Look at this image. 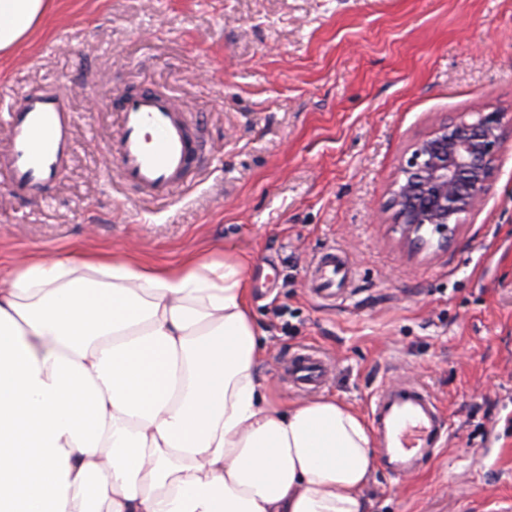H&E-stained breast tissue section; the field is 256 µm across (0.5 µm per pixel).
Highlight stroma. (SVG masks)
<instances>
[{
	"instance_id": "35a3bbf8",
	"label": "stroma",
	"mask_w": 512,
	"mask_h": 512,
	"mask_svg": "<svg viewBox=\"0 0 512 512\" xmlns=\"http://www.w3.org/2000/svg\"><path fill=\"white\" fill-rule=\"evenodd\" d=\"M142 86L199 114L213 145L163 203L135 199L101 150L114 96ZM41 89L68 96L75 150L36 197L0 170V274L77 246L240 257L276 397L304 400L283 373L304 345L328 358L324 395L360 414L400 379L436 397L437 455L406 479L377 471L370 512H512V141L448 246L378 220L434 124L512 113V0H54L0 52V148L9 105ZM331 247L354 277L326 302L309 272Z\"/></svg>"
}]
</instances>
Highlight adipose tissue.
<instances>
[{
	"label": "adipose tissue",
	"instance_id": "ef3b65f1",
	"mask_svg": "<svg viewBox=\"0 0 512 512\" xmlns=\"http://www.w3.org/2000/svg\"><path fill=\"white\" fill-rule=\"evenodd\" d=\"M51 0H0V52ZM243 264L83 250L0 278V512H370L364 418L271 396Z\"/></svg>",
	"mask_w": 512,
	"mask_h": 512
}]
</instances>
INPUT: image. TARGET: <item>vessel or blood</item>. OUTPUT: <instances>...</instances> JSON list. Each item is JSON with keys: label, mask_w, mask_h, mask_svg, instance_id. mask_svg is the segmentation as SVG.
I'll list each match as a JSON object with an SVG mask.
<instances>
[{"label": "vessel or blood", "mask_w": 512, "mask_h": 512, "mask_svg": "<svg viewBox=\"0 0 512 512\" xmlns=\"http://www.w3.org/2000/svg\"><path fill=\"white\" fill-rule=\"evenodd\" d=\"M114 109L120 124L103 148L138 199L167 200L175 187L192 183L207 166L206 127L184 112L172 95L143 88L115 98ZM74 120L68 102L51 92L29 91L10 105V137L6 150L0 151V169L7 172L14 193L41 194L58 177L74 150ZM351 276L344 256L330 248L316 258L311 286L327 298ZM286 372L302 386H319L326 377L324 360L312 349L290 356ZM370 417L381 466L396 478L419 473L446 433L437 399L416 381L400 380L382 388L370 405Z\"/></svg>", "instance_id": "vessel-or-blood-1"}]
</instances>
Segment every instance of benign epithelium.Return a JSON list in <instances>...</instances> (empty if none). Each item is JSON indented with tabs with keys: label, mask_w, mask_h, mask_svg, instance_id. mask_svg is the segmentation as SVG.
Returning a JSON list of instances; mask_svg holds the SVG:
<instances>
[{
	"label": "benign epithelium",
	"mask_w": 512,
	"mask_h": 512,
	"mask_svg": "<svg viewBox=\"0 0 512 512\" xmlns=\"http://www.w3.org/2000/svg\"><path fill=\"white\" fill-rule=\"evenodd\" d=\"M511 127L512 114L491 105L434 125L400 162L391 188L392 223L413 242L430 232L448 245L485 201Z\"/></svg>",
	"instance_id": "obj_1"
}]
</instances>
